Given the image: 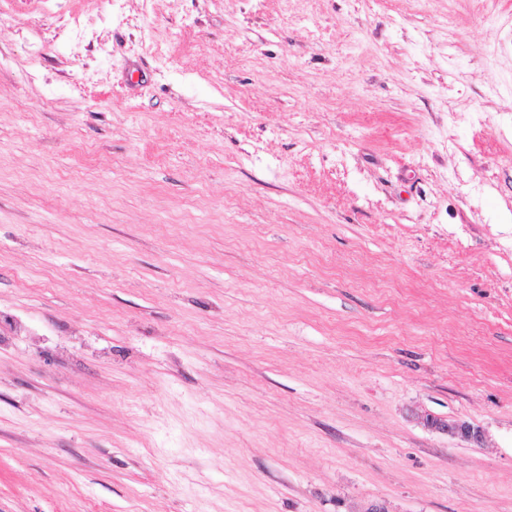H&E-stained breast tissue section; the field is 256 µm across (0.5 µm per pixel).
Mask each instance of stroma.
Segmentation results:
<instances>
[{"mask_svg":"<svg viewBox=\"0 0 512 512\" xmlns=\"http://www.w3.org/2000/svg\"><path fill=\"white\" fill-rule=\"evenodd\" d=\"M375 503L512 512V0H0V512ZM423 422L432 431L459 438L476 446L482 441L480 428L466 421L427 414Z\"/></svg>","mask_w":512,"mask_h":512,"instance_id":"35a3bbf8","label":"stroma"}]
</instances>
